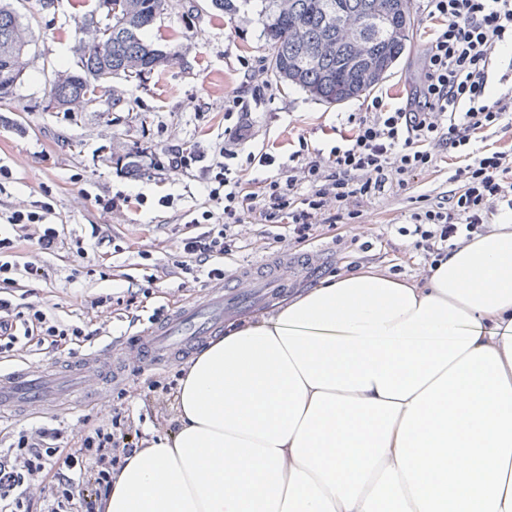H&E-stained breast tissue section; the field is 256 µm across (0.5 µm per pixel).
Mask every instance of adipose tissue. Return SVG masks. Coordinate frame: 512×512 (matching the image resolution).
<instances>
[{
  "instance_id": "obj_1",
  "label": "adipose tissue",
  "mask_w": 512,
  "mask_h": 512,
  "mask_svg": "<svg viewBox=\"0 0 512 512\" xmlns=\"http://www.w3.org/2000/svg\"><path fill=\"white\" fill-rule=\"evenodd\" d=\"M105 512H512V232L230 325Z\"/></svg>"
}]
</instances>
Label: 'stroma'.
Wrapping results in <instances>:
<instances>
[{"label": "stroma", "instance_id": "obj_1", "mask_svg": "<svg viewBox=\"0 0 512 512\" xmlns=\"http://www.w3.org/2000/svg\"><path fill=\"white\" fill-rule=\"evenodd\" d=\"M259 10L258 0H251L230 17L211 8L210 0H169L147 36L171 46L177 62L140 80H113L96 106L64 111L51 101L50 82L55 72L72 66L75 43L90 40L84 21L102 15L99 0H54L40 13L29 2L21 6L31 49L8 106L0 107V165L12 171L11 179L0 182V209L9 208L19 197L50 198L52 222L63 225L67 239L83 240L89 256L99 259L103 269L102 274H88L86 258L62 248L46 259L47 282L22 295V302L47 304L57 317L67 320L75 315L83 296L143 283L151 263L173 260L177 229L213 207L199 177L149 171L128 177L117 171L113 153L120 147L161 153L175 144L206 147L222 142L224 99L240 93L247 83L240 59L268 55ZM434 26V21L417 15L409 53L376 90L386 102L397 106L411 94ZM370 102L366 96L329 108L301 89L273 87L270 98L247 102L254 133L247 147L284 155L303 137L309 146L330 149L337 133H350L349 113L365 111ZM464 164V158L442 156L409 189L363 204L364 223L384 231L365 254L373 273L390 272L411 287H425L396 227L411 209L412 198L424 195L437 202L457 190L451 176ZM119 191L142 195L146 204L128 221L116 224L94 199ZM108 223L114 226L115 244L96 245L92 225ZM144 250L150 252V260L141 258ZM327 279L322 273L312 282L297 280L281 291H264L251 306L225 316L224 322L243 324L269 317ZM96 411L79 391L66 408H45L0 421V439L41 421L70 422Z\"/></svg>", "mask_w": 512, "mask_h": 512}]
</instances>
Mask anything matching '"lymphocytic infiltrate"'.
Returning <instances> with one entry per match:
<instances>
[{
    "label": "lymphocytic infiltrate",
    "mask_w": 512,
    "mask_h": 512,
    "mask_svg": "<svg viewBox=\"0 0 512 512\" xmlns=\"http://www.w3.org/2000/svg\"><path fill=\"white\" fill-rule=\"evenodd\" d=\"M421 9L440 25L427 45L414 95L396 107L374 97L368 111L348 116L353 134L330 150L310 148L302 138L283 163L268 152L243 153L249 127L238 94L224 99L223 142L207 149L178 146L162 155L139 150L142 170L200 171L216 205L179 230L177 259L155 266L148 285L86 296L81 317L68 321L45 305L17 304L21 283L48 279L44 258L64 246V227L49 222L53 207L47 201L20 200L0 212V223L10 227L0 232V359L33 346L71 351L93 336L109 335L107 326L92 331L86 322L103 309L118 316H163L164 307L150 305L152 283L171 275L186 288L223 280L224 260L246 242L252 221L279 227L276 243L293 252L339 224L350 233L337 238V245L368 250L357 232L362 203L407 188L435 167L444 150L469 159L451 176L459 191L448 204L412 208L398 234L423 259L427 276L450 251L489 233L490 215L512 210V152L478 146L477 136L512 130V96L494 94L490 84L495 52L512 50V0H422ZM272 165L279 177H258L259 169ZM26 241L37 254L20 267L13 256ZM134 397L156 431L174 435L179 392L176 380L166 376L151 378L141 395L129 386L116 389L106 415L70 426L53 419L19 429L0 448V512H105L128 459L150 445L129 415Z\"/></svg>",
    "instance_id": "1"
}]
</instances>
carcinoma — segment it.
<instances>
[{"label":"carcinoma","mask_w":512,"mask_h":512,"mask_svg":"<svg viewBox=\"0 0 512 512\" xmlns=\"http://www.w3.org/2000/svg\"><path fill=\"white\" fill-rule=\"evenodd\" d=\"M111 2L105 20L89 19L90 43H79L75 69L55 76L51 99L64 109L96 103L98 92L119 77L150 74L176 61V54L146 39L167 0ZM263 32L270 50L268 75L295 86L328 107L367 96L386 79L409 49L415 25L413 0H260ZM363 19L368 58L348 69L358 53L351 19ZM22 15L12 0H0V104L19 79L27 52Z\"/></svg>","instance_id":"cac0c4a2"}]
</instances>
